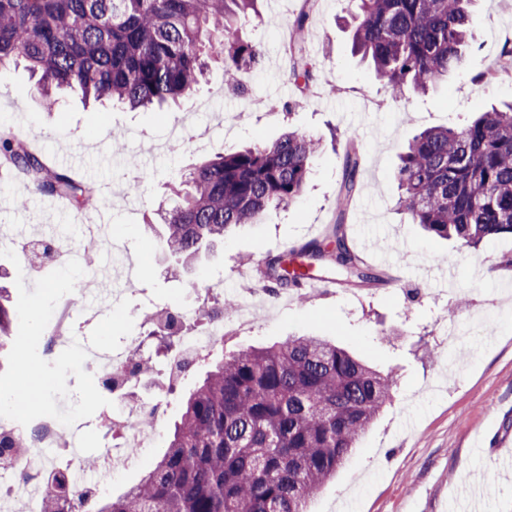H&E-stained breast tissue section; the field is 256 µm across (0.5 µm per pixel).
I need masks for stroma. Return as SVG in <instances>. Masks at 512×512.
I'll return each instance as SVG.
<instances>
[{
	"instance_id": "stroma-1",
	"label": "stroma",
	"mask_w": 512,
	"mask_h": 512,
	"mask_svg": "<svg viewBox=\"0 0 512 512\" xmlns=\"http://www.w3.org/2000/svg\"><path fill=\"white\" fill-rule=\"evenodd\" d=\"M300 0H264L244 26L260 41L264 61L242 89L224 84L211 64L199 89L179 106L130 111L85 101L76 89L58 91L47 111L35 81L22 66L0 69V128L36 131L34 148L50 166L91 184L112 224L111 249L82 264L91 295L73 301L72 326L90 345L102 343L101 322L110 300L132 316L114 330L113 347L137 340L156 366L149 316L162 307L184 308L252 300L244 321L224 327L225 351L316 334L336 340L376 369L397 375L394 398L351 460L312 499L309 512H448L450 501L486 486L482 512H512V450L494 448L495 431L512 433V236L473 250L428 236L398 208L394 178L398 154L418 132L465 123L474 113L512 100V76L475 81L512 43V0H474L468 63L423 93L393 101L372 65L352 49V0H319L306 30L305 49L316 80L300 91L289 75L290 26ZM293 128L320 139L321 151L301 197L270 209L204 247L188 265L177 263L145 232L158 207L170 206L173 174L203 159L273 140ZM358 152V192L345 216L355 248L390 250L377 285L337 280L334 291L298 299L294 288L269 295L263 260L322 238L336 219V195L348 145ZM137 193H130L131 182ZM98 214L72 205L58 210L18 172L0 167V286L16 312L15 335L0 351V395L21 371L23 346L32 345L42 312L67 287L64 265L30 273L20 251L34 236L66 237L83 251L82 225ZM205 372L197 366L166 393L164 375L141 379L135 400L168 399L152 448L115 479L91 474L113 494L137 483L162 454L180 399ZM132 400V401H135ZM109 398L106 409H130Z\"/></svg>"
}]
</instances>
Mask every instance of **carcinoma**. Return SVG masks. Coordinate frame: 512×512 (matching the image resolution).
<instances>
[{"mask_svg":"<svg viewBox=\"0 0 512 512\" xmlns=\"http://www.w3.org/2000/svg\"><path fill=\"white\" fill-rule=\"evenodd\" d=\"M261 0H0V67L24 61L54 107V88L76 87L87 100L132 109L192 96L208 61L223 64L224 83L243 86L262 63L243 37L248 11ZM356 50L371 59L393 99L426 91L466 65L473 0H357ZM315 0L292 23L290 72L304 89L314 68L299 44ZM320 141L290 130L272 142L217 155L189 173L164 213L163 249L188 260L233 227L255 224L269 208L296 201L320 153ZM0 161L24 170L33 189L92 208L94 191L47 167L25 139L0 131ZM357 157L344 160L336 210L357 187ZM399 207L413 224L477 249L512 235V103L479 113L459 128H432L400 151ZM361 282L380 280L336 224L324 241L298 249ZM276 285L299 286L300 271ZM0 287V348L16 316ZM182 405L167 449L137 484L100 497L93 512H308L311 498L349 460L391 400L395 376L382 373L322 336H292L223 354ZM44 512H82L60 482L43 496Z\"/></svg>","mask_w":512,"mask_h":512,"instance_id":"cac0c4a2","label":"carcinoma"}]
</instances>
